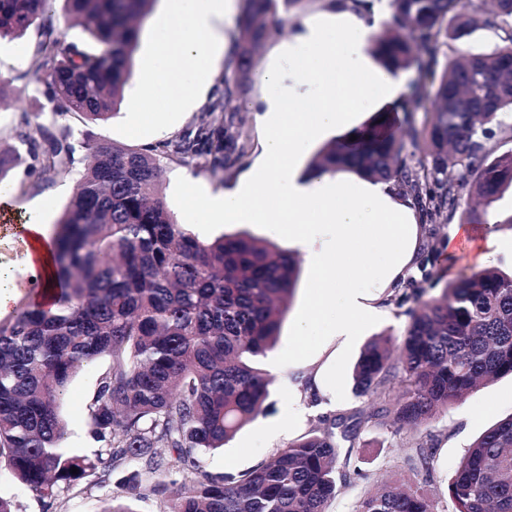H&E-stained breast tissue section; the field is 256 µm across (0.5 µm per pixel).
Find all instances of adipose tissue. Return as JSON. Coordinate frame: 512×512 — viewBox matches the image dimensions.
Returning a JSON list of instances; mask_svg holds the SVG:
<instances>
[{
    "label": "adipose tissue",
    "mask_w": 512,
    "mask_h": 512,
    "mask_svg": "<svg viewBox=\"0 0 512 512\" xmlns=\"http://www.w3.org/2000/svg\"><path fill=\"white\" fill-rule=\"evenodd\" d=\"M165 19L152 32L151 64L144 72L130 111L149 107L164 92L172 108L190 106L208 82L224 47L219 26L231 22L236 0H164ZM373 31L336 0L309 20L283 46L277 62L257 68L256 80L274 89L287 85V97L267 96L259 121L265 130L261 161L224 191L187 180L186 190L200 220L221 224L240 217L268 225L275 235L304 254L312 286L299 335L319 337L312 349L294 352L297 361L317 359L356 336L377 313L372 291L403 277L414 259L419 225L411 202L400 201L392 183L344 172L300 176L299 160L332 131L349 126L363 102L400 96L404 77L375 66L366 50ZM322 96L312 98V87ZM45 202L19 203L10 185L0 184V232L23 246L15 272L0 269V314L22 295L46 303L58 282L54 244L43 222ZM360 266L365 285L349 271ZM40 280L31 289L32 280Z\"/></svg>",
    "instance_id": "obj_1"
}]
</instances>
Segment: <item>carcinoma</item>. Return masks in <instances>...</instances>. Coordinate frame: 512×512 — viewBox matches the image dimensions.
<instances>
[{"label": "carcinoma", "instance_id": "obj_1", "mask_svg": "<svg viewBox=\"0 0 512 512\" xmlns=\"http://www.w3.org/2000/svg\"><path fill=\"white\" fill-rule=\"evenodd\" d=\"M52 2L0 0V40L35 29L53 116L105 121L123 102L139 22L156 0H63L64 28L53 21ZM303 2L244 0L227 73L210 104L224 114L222 124L204 120L145 147L75 141L67 125L39 139L42 126L26 113L14 128L35 186L87 161L54 237V299L23 305L0 321V460L46 507L92 474L105 483L116 465L138 462L141 469L100 512H140L135 501L144 480L164 498L162 512H326L338 483L367 478L350 463L337 473L338 441L355 440L361 423L374 419L412 429L414 478L365 493L354 512H436L416 480L430 475L436 443L413 428L479 385L512 375V274L486 268L409 309L397 348L383 335L365 345L352 389L376 395L377 405L320 417L323 427L237 477L203 468L206 452L224 447L265 411L271 379L254 362L280 335L300 260L246 233L199 240L160 198L161 162L177 158L215 174L248 156L240 106L248 86L240 76L257 68L270 26ZM389 6L390 20L370 36L368 51L391 74L413 68L417 77L352 131L356 140L347 134L323 146L309 170L391 182L425 224L454 216L466 188L483 206L465 210L463 223L487 224L488 207L512 188V152L492 160L487 153L512 112V0H496L490 12L481 0ZM475 14L504 31L503 44L439 66L443 46L468 36ZM69 27L88 40L67 41ZM420 147L423 159L414 164ZM20 158L15 146L0 151V180ZM101 358L109 367L89 406V433L99 443L90 458L64 446L62 406L73 376ZM396 379L402 391L393 402L387 389ZM448 497L456 512H512V416L469 446Z\"/></svg>", "mask_w": 512, "mask_h": 512}]
</instances>
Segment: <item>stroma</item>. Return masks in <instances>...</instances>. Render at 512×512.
<instances>
[{
    "label": "stroma",
    "mask_w": 512,
    "mask_h": 512,
    "mask_svg": "<svg viewBox=\"0 0 512 512\" xmlns=\"http://www.w3.org/2000/svg\"><path fill=\"white\" fill-rule=\"evenodd\" d=\"M327 8V0H306L302 10L292 14L281 31L272 33L262 46L259 57L261 64L275 62L281 47L304 21L318 16ZM35 33H28L18 41L0 42V78L9 81V92L4 104L0 105V145L14 142V128L22 113H36L45 103L42 95L45 72L38 67L34 53ZM211 101L209 93L198 97L196 102L181 111H170L165 96H157L151 109L140 114L127 111L108 121L98 124L85 123L74 116L68 123L74 133L91 131L94 136L118 145L141 147L172 139L194 128L201 120L207 119ZM245 128L250 138L251 149L247 158L238 164L226 167L223 173L212 175L192 163L167 160L163 163L161 195L168 209L178 223L203 241H211L224 235L248 233L277 246L288 249L286 239L274 236L263 224L245 220L224 224L199 223L182 184L183 177L190 176L206 182L212 189L233 187L242 174L249 169L261 153L262 128L255 113L245 115ZM78 169H70L56 178L55 184L45 190H30L22 193L21 201L45 200L49 208L44 219L49 230H56L73 192ZM497 219L496 225L475 224L468 238L454 234V223L438 218L436 223L421 227L417 244L418 256H426L429 248L440 252L438 260L430 266V280L423 283L425 298L439 296L440 286L451 280L470 275L482 268L476 259L479 249L484 248L488 232H495L502 240L512 239V190L490 207ZM309 266H302L297 290L290 311L286 314L281 336L276 347L262 358L261 366L273 378L270 406L264 415L243 428L223 449L204 455L207 471L218 474L240 475L265 462L274 452L285 448L288 443L306 435L317 424L315 413H308L305 419L288 435H273L272 429L286 418L294 401L309 403L306 384L319 380L324 394L331 398L332 409L336 412H353L369 409L374 399L358 397L351 390V371L364 345L374 335L392 333L400 336L407 320L404 308L398 307L397 299L403 293L411 292L410 278H402L393 286L384 289L377 300L379 315L363 324L357 336L346 344H337L331 356L306 364H293L289 355L299 344L315 346L316 337H300L295 325L304 312L305 298L310 286ZM107 360L83 367L72 379L68 396L62 408L69 435L66 445L86 455H94L96 443L88 434L89 405L94 396L97 380L107 369ZM512 415V376L507 375L480 386L462 402L440 415L427 427L437 438L436 453L432 462V475L424 483L425 493L436 502L437 512H452L448 498V481L469 445L498 420ZM406 431L386 430L369 422L362 424L354 443H341V452L351 455L352 463L360 466L366 477L351 485L340 486L334 499L327 505V512H353L359 497L377 485L412 477ZM135 466L126 463L118 466L110 482L89 487L78 485L62 500L57 501L52 512H98L102 499L111 494L117 481L134 471Z\"/></svg>",
    "instance_id": "1"
}]
</instances>
